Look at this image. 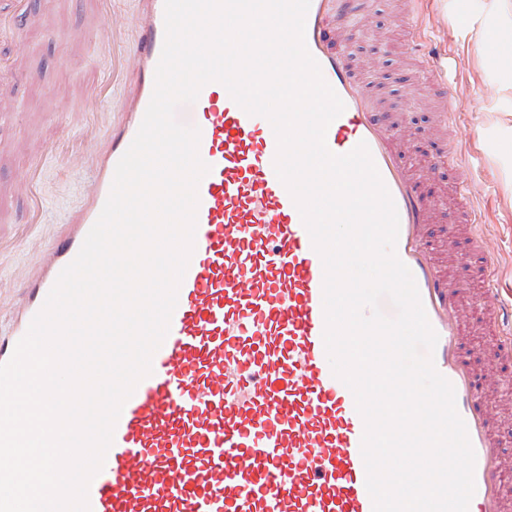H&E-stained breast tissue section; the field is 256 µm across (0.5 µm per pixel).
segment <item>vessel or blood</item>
I'll return each mask as SVG.
<instances>
[{
	"mask_svg": "<svg viewBox=\"0 0 512 512\" xmlns=\"http://www.w3.org/2000/svg\"><path fill=\"white\" fill-rule=\"evenodd\" d=\"M135 38L104 11L101 50L113 78L129 77L124 111L107 118V134L90 158L94 177L79 216L41 246L22 283L9 334L7 362L61 271L78 254L109 196L115 168L150 102L164 37V0H145ZM342 0H310L305 41L325 81L345 105L328 127L337 155L366 143L396 206V253L409 268L438 335L437 371L455 389L456 408L475 453V493L468 512H506L499 475V429L487 404L491 389L464 349L468 314L428 245L431 209L421 181L394 139L397 121L378 116L368 82L346 54L333 51ZM444 100L440 122L456 116L452 56L413 35ZM209 165L197 193L195 248L179 286L170 330L152 357V373L125 402L102 470L88 490L90 512H373L361 452L364 421L350 389L333 374L323 339L324 271L291 195L278 179L277 139L268 119L240 108L220 83L189 104ZM460 225L449 249L466 239L467 264L488 284V313L503 356L512 355V287L488 244L481 211L460 194Z\"/></svg>",
	"mask_w": 512,
	"mask_h": 512,
	"instance_id": "vessel-or-blood-1",
	"label": "vessel or blood"
}]
</instances>
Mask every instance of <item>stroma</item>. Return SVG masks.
I'll return each mask as SVG.
<instances>
[{
	"label": "stroma",
	"instance_id": "stroma-1",
	"mask_svg": "<svg viewBox=\"0 0 512 512\" xmlns=\"http://www.w3.org/2000/svg\"><path fill=\"white\" fill-rule=\"evenodd\" d=\"M417 0L430 40L457 61L461 106L452 131L435 123L436 101L426 74L408 61L404 0H374L367 11L349 10L337 42L358 72L374 77L386 115L402 114L396 138L410 170L428 186L436 214L430 239L440 243L455 217L454 187L440 150L449 139L462 146L458 179L480 199L489 236L498 247L503 280L512 279V0ZM98 0H20L21 21L0 25L9 61L0 65V331L20 278L39 261L36 237L55 234L83 203L88 170L74 155L93 150L105 134L102 115L120 111L125 84L108 80L112 62L100 51L103 21ZM36 171L41 207L18 184ZM463 282L469 310L468 349L487 356L496 338L484 314L488 300L479 281L467 280L461 263L450 266ZM496 383L491 398L504 435L503 490L512 503V358L485 364Z\"/></svg>",
	"mask_w": 512,
	"mask_h": 512
}]
</instances>
